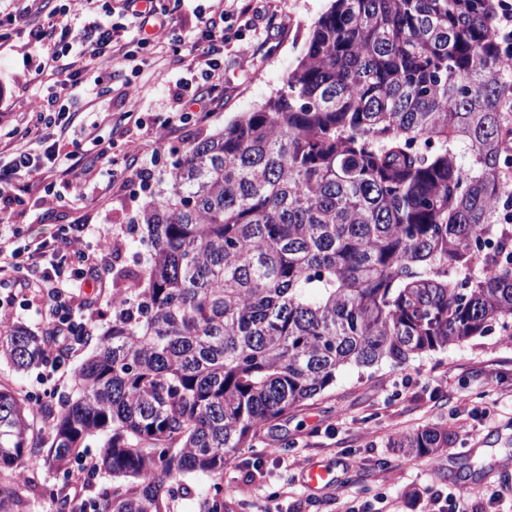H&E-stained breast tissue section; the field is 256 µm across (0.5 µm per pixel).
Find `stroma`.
<instances>
[{
	"instance_id": "1",
	"label": "stroma",
	"mask_w": 512,
	"mask_h": 512,
	"mask_svg": "<svg viewBox=\"0 0 512 512\" xmlns=\"http://www.w3.org/2000/svg\"><path fill=\"white\" fill-rule=\"evenodd\" d=\"M278 20L272 31L257 38L229 40L224 45V98L211 117L172 134L149 181L114 186L107 179L75 187L65 181L54 186L51 213L37 200L42 186L24 191L10 228L17 244L56 234L64 224H93L122 231L104 278L107 296L124 285L129 272H143L150 251L141 241L143 226L133 218L144 200L161 188L182 151L222 130L236 113L267 100L281 88L302 55L310 28L329 0H273ZM29 0H0V31L9 41L0 49V152L8 151L14 126L32 118V110L52 83L35 72L27 30L46 22ZM185 70L168 53L150 54L136 81L142 89L139 120L128 117L131 106L123 78L95 84L96 70L83 74L80 114L76 125L96 120L101 138L117 148L151 152L145 129L151 119L173 111L169 95ZM0 303L11 314L0 320V332L10 325L43 330V294L35 276L20 272L0 279ZM87 353L79 348L60 367L42 366L18 372L0 364V385L10 388L34 407L61 408L74 391V373ZM431 427L448 431L450 441L439 458L410 454L393 447L403 433ZM512 457V340L501 328L445 349L428 352L403 365L384 361L370 368L349 366L334 385L278 421L264 425L253 447L242 449L225 468L220 490L206 476L189 477L196 489L184 496L179 483L168 485L172 512H205L206 502L220 494L229 512H419L415 496L426 498L443 490L467 493L472 512H485L487 490L512 483V466L488 471L486 449ZM320 461L332 467L333 487L318 492L307 488L304 471Z\"/></svg>"
}]
</instances>
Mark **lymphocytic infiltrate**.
Returning <instances> with one entry per match:
<instances>
[{"label":"lymphocytic infiltrate","instance_id":"obj_1","mask_svg":"<svg viewBox=\"0 0 512 512\" xmlns=\"http://www.w3.org/2000/svg\"><path fill=\"white\" fill-rule=\"evenodd\" d=\"M90 17L88 25L75 30L42 26L30 30L29 45L41 49L52 44L53 51L45 62L63 89H75L89 62L99 61V80L109 81L118 69L138 68L145 54L156 46L171 49L179 62L185 63L190 78L178 80L174 93L178 101L175 111L154 120L151 134L155 148L166 147L174 128L206 121L215 101L224 94V43L234 34L232 18L250 15L261 17V7L248 0H223L221 7L208 11L198 9V34L195 39L181 38L169 13L158 7L156 0H120L112 9L108 0H82ZM133 26L137 39L126 41L121 36L125 26ZM56 97L41 105L33 125L17 132L20 140L36 138L37 148L25 147L0 161V225L9 226L16 207L24 202L21 182L26 178L48 180L54 174L85 181L93 171L79 152L59 154V138L67 134L74 114L57 107ZM96 157L105 167L109 179L127 184L149 174V164L134 150L115 154L112 143L94 139ZM90 229L85 224H69L49 239L31 243L27 248L30 267L45 288L46 335L67 339L76 333L74 317L60 314L59 300L66 289L83 288L97 283V272L106 258L105 241L89 244Z\"/></svg>","mask_w":512,"mask_h":512}]
</instances>
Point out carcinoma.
I'll use <instances>...</instances> for the list:
<instances>
[{
    "label": "carcinoma",
    "instance_id": "obj_1",
    "mask_svg": "<svg viewBox=\"0 0 512 512\" xmlns=\"http://www.w3.org/2000/svg\"><path fill=\"white\" fill-rule=\"evenodd\" d=\"M505 0H331L283 86L190 145L140 211L151 262L106 333L0 334L17 371L93 345L37 433L0 385V470L69 477L57 512H171L347 366L512 329V34ZM393 447L429 455L448 432ZM0 512H29L0 481ZM186 482L196 488V494L191 497L182 494L179 482H168L172 512H205L206 502L212 498L214 490L213 480L207 476H191Z\"/></svg>",
    "mask_w": 512,
    "mask_h": 512
}]
</instances>
